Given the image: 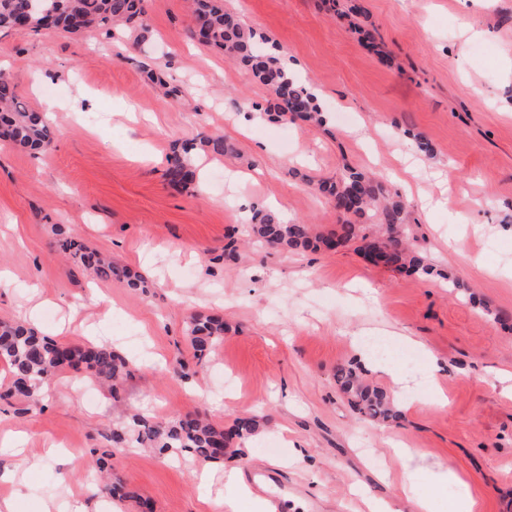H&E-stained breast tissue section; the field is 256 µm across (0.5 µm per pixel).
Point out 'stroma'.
<instances>
[{
  "mask_svg": "<svg viewBox=\"0 0 512 512\" xmlns=\"http://www.w3.org/2000/svg\"><path fill=\"white\" fill-rule=\"evenodd\" d=\"M358 30L322 0H224L281 58L299 65L327 114L322 127L273 120L271 98L247 68L189 37L186 0H147L139 46L98 31L67 36L0 33V68L38 111L55 106V147L33 154L0 141V320L24 316L36 284L34 330L82 344L83 327L112 343L131 375L112 400L85 373L62 371L36 409L0 399V421L26 433L25 452L0 455L13 469L14 512L49 501L104 512L87 463L127 413H199L230 428L262 417L243 458L176 460L142 448L111 459L112 475L152 512H222L236 470L254 495L283 489L287 512H364V499L400 492L393 451L425 458L413 490L432 512H453L470 492L480 512H512V0H340ZM154 69L182 99L155 93ZM81 112L69 105L77 91ZM151 120L130 125L128 105ZM223 134L230 151L201 154L204 185L168 184L173 145ZM422 135L432 153L416 151ZM375 173L408 204L416 246L472 286L471 305L439 279L367 262L353 249L288 252L247 244L246 212L336 231L346 217L314 187L345 168ZM450 191L449 206L437 205ZM56 224L85 246L142 273V292L92 278L52 251ZM233 255H225L227 243ZM223 316V340L195 358L192 315ZM388 340L387 355L411 386L399 423L355 413L336 386L338 364L358 362L354 334ZM441 370L445 405L431 404L425 361ZM64 449L71 465L43 455ZM209 470L211 481L198 476ZM448 470L460 483L434 481ZM11 487V488H14ZM11 488L0 485V497Z\"/></svg>",
  "mask_w": 512,
  "mask_h": 512,
  "instance_id": "stroma-1",
  "label": "stroma"
}]
</instances>
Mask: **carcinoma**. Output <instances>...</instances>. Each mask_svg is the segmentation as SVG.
<instances>
[{"label": "carcinoma", "instance_id": "carcinoma-1", "mask_svg": "<svg viewBox=\"0 0 512 512\" xmlns=\"http://www.w3.org/2000/svg\"><path fill=\"white\" fill-rule=\"evenodd\" d=\"M145 0H0V30H25L38 33L55 29L79 35L98 29L109 36L132 35L145 14ZM192 38L201 35L202 44L224 51L228 59L249 67L255 77L268 86L273 95V116H299L319 125L323 113L316 98L288 73L281 59L261 47L265 39L245 28L240 19L224 10L222 0H191ZM0 140L10 141L36 152H49L54 146L53 126L42 112L26 107L19 99L9 73L0 70ZM196 148L205 154L224 155V136L199 137ZM195 176L192 148L173 149L167 156L165 178L172 185L186 187ZM318 189L350 220L334 233L314 231L303 222L283 223L261 210L250 218L252 235L270 249L293 252L323 250L337 252L353 243L363 257L375 266L395 268L420 279L431 278L435 269L409 242L404 224L406 203L399 195L383 191L379 182L361 172H349L338 183L322 182ZM383 217L384 223L372 226L367 220ZM55 249L83 267L89 275L114 280L131 289L147 287L146 278L116 267L112 260L97 251H88L66 225L54 227ZM190 343L197 358H203L224 336V319L218 315L193 316L189 320ZM0 363L10 375L4 397L15 398L32 410L40 402L39 392L45 380L69 368L88 371L107 385L117 398L129 363L109 344L80 345L58 342L40 336L20 321H0ZM336 384L350 406L361 416L381 423L395 422L400 412L392 397L382 388L364 379L363 370L352 363L336 368ZM258 429L253 416H239L229 430L217 429L197 415L169 417L134 415L124 424L112 427L108 441L111 453L96 456L92 449L89 469L104 471L112 453L124 448H154L160 454L191 452L204 460H222L237 454L236 439L249 438ZM103 495L122 500H139L137 491L127 485L107 482L97 485Z\"/></svg>", "mask_w": 512, "mask_h": 512}]
</instances>
